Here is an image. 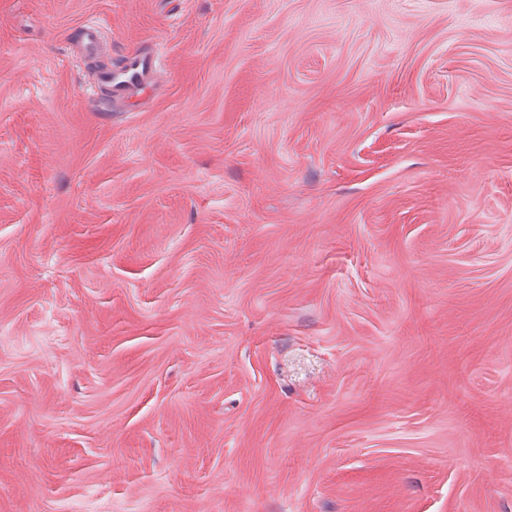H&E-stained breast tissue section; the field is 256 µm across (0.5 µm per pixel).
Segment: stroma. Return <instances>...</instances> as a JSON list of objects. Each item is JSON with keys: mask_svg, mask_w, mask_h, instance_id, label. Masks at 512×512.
Masks as SVG:
<instances>
[{"mask_svg": "<svg viewBox=\"0 0 512 512\" xmlns=\"http://www.w3.org/2000/svg\"><path fill=\"white\" fill-rule=\"evenodd\" d=\"M0 512H512V0H0ZM120 70L103 73L102 81L112 89V97L125 102L138 99L157 82L158 58L152 51L134 47L123 56Z\"/></svg>", "mask_w": 512, "mask_h": 512, "instance_id": "1", "label": "stroma"}]
</instances>
